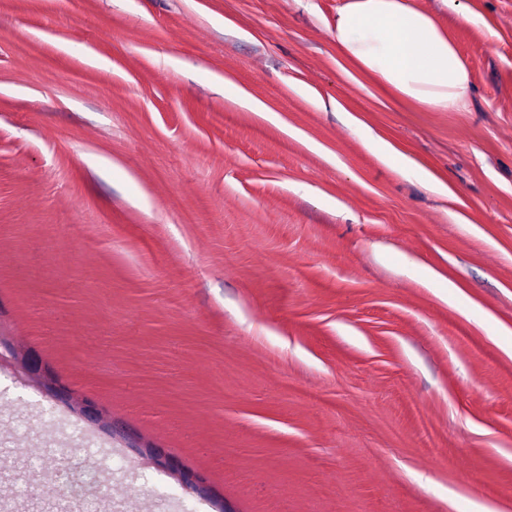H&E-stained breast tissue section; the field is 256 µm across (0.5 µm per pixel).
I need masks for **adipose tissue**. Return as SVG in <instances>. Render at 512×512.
Instances as JSON below:
<instances>
[{
    "label": "adipose tissue",
    "instance_id": "adipose-tissue-1",
    "mask_svg": "<svg viewBox=\"0 0 512 512\" xmlns=\"http://www.w3.org/2000/svg\"><path fill=\"white\" fill-rule=\"evenodd\" d=\"M327 27L343 56L402 100L431 112L468 106V62L433 11L416 0H341ZM364 145L386 163H399L407 178L435 191L443 186L426 169L396 159L393 148L368 128Z\"/></svg>",
    "mask_w": 512,
    "mask_h": 512
}]
</instances>
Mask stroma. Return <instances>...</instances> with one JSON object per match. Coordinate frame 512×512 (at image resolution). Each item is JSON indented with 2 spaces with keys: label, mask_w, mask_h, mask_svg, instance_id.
<instances>
[{
  "label": "stroma",
  "mask_w": 512,
  "mask_h": 512,
  "mask_svg": "<svg viewBox=\"0 0 512 512\" xmlns=\"http://www.w3.org/2000/svg\"><path fill=\"white\" fill-rule=\"evenodd\" d=\"M460 2L425 112L340 0H0V512H215L28 351L234 512H512V0ZM360 137L364 145L378 155L383 162L389 164L395 162L394 157L396 154L393 148L375 136L370 129L362 127L360 129ZM400 166L404 174L409 179H414L420 183L425 184L431 189L448 195V189L439 183L426 169L415 164L414 162L401 158Z\"/></svg>",
  "instance_id": "obj_1"
}]
</instances>
